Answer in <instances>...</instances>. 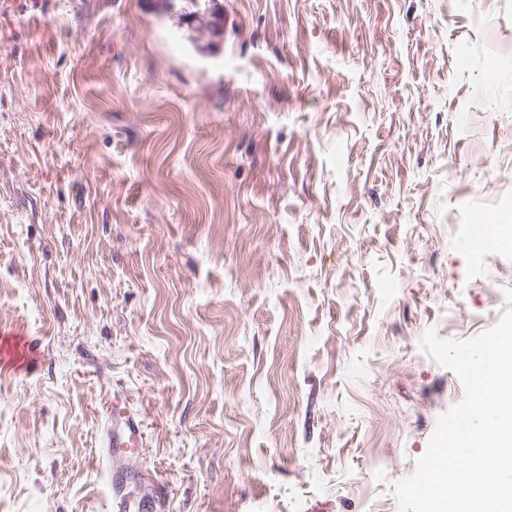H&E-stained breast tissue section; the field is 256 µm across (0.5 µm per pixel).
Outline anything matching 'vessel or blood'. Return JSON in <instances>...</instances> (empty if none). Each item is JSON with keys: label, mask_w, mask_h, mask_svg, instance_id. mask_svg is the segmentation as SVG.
I'll use <instances>...</instances> for the list:
<instances>
[{"label": "vessel or blood", "mask_w": 512, "mask_h": 512, "mask_svg": "<svg viewBox=\"0 0 512 512\" xmlns=\"http://www.w3.org/2000/svg\"><path fill=\"white\" fill-rule=\"evenodd\" d=\"M108 426L104 446L107 459L106 476L111 489L113 512H143L141 498L124 493L123 460L133 448L139 447L142 437L141 424L137 416L110 400L106 406Z\"/></svg>", "instance_id": "vessel-or-blood-1"}]
</instances>
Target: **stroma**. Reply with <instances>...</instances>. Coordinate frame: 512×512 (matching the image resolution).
<instances>
[{"label":"stroma","instance_id":"obj_1","mask_svg":"<svg viewBox=\"0 0 512 512\" xmlns=\"http://www.w3.org/2000/svg\"><path fill=\"white\" fill-rule=\"evenodd\" d=\"M512 0H0V512H400L498 321ZM166 13L181 26H188L191 44L198 52L207 54L217 39L212 16L224 15V4L220 0H167ZM108 426L105 432L104 447L107 459L106 476L111 489V507L114 512H142L144 503L122 490L123 462L121 459L139 448L142 431L137 416L120 406L116 399H111L106 406Z\"/></svg>","mask_w":512,"mask_h":512}]
</instances>
